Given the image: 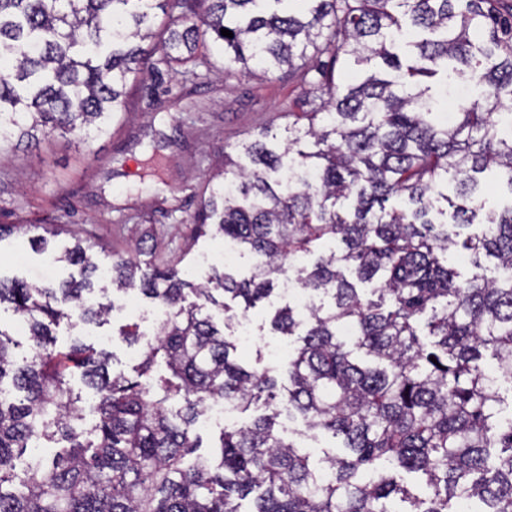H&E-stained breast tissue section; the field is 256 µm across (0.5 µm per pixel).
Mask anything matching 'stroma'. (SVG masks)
<instances>
[{"label": "stroma", "mask_w": 512, "mask_h": 512, "mask_svg": "<svg viewBox=\"0 0 512 512\" xmlns=\"http://www.w3.org/2000/svg\"><path fill=\"white\" fill-rule=\"evenodd\" d=\"M186 76L166 79L158 89L148 82L128 84L126 110L108 134L80 140L57 135L39 147L0 153V224L68 225L55 246L81 237L94 244L101 269L114 256L126 254L136 242L145 248L140 262L175 264L203 281L210 266L202 256L222 253L224 242L206 235L191 241L190 222L199 208L209 175L224 167L226 151L263 129L284 136L295 114L309 102L299 78L280 70L267 77L222 78L202 65L186 64ZM77 268L53 263L49 254L33 249L28 235L0 240V276L25 282L58 283L77 275ZM283 298L257 304L247 318L250 343L239 342L238 326L229 335L239 343L244 365L286 383L284 357L274 348L287 337L270 330V320ZM151 299L134 296L118 301L107 323L60 325L57 345L74 339L110 352L113 374L132 376L142 353L155 341V326L140 320L139 311L153 308ZM126 324L138 325L141 338L130 345L118 336ZM278 431L293 442L310 463L341 451V441L328 433L311 432L298 415H280Z\"/></svg>", "instance_id": "obj_1"}]
</instances>
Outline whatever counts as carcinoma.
Returning <instances> with one entry per match:
<instances>
[{
	"instance_id": "cac0c4a2",
	"label": "carcinoma",
	"mask_w": 512,
	"mask_h": 512,
	"mask_svg": "<svg viewBox=\"0 0 512 512\" xmlns=\"http://www.w3.org/2000/svg\"><path fill=\"white\" fill-rule=\"evenodd\" d=\"M153 36L170 68L213 43L226 77L251 62L266 75L295 68L304 83L316 71L307 125H288L278 149L259 132L234 148L245 162L226 152L224 172L209 177L196 234L260 257L247 277L225 269L197 284L175 265L119 255L97 286L93 246L76 236L53 260L79 267L80 280L0 278V306L12 305L29 341L19 359L0 328V512H244L251 494L249 512H393L396 497L408 512H458L470 500L512 512V417L497 409V381L512 383V0H0V149L107 133L127 84L157 70L136 44ZM343 69L364 77L343 88ZM459 85L477 95L446 125ZM492 167L509 201L486 211L470 202ZM450 180L463 203L448 198ZM33 229L43 252L68 232L0 224V239ZM315 251L312 266L300 263ZM455 252L476 269L494 258L499 279L461 277ZM285 275L329 303L272 316L274 332L297 337L280 385L243 365L224 327ZM358 282L376 284L378 300ZM135 293L166 308L137 379L111 374L110 354L92 345L57 349L62 322L104 323ZM159 357L170 376L153 379ZM76 373L94 392L91 425ZM221 400L295 412L346 454L310 467L276 435V410L189 457L201 447L196 422ZM47 442L64 451L18 477L26 450ZM400 470L422 475L430 496L410 498Z\"/></svg>"
}]
</instances>
